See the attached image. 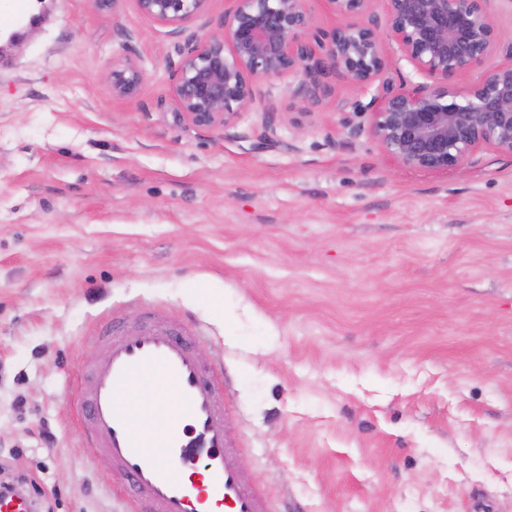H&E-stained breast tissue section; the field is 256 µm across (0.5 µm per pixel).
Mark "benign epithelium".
<instances>
[{
  "label": "benign epithelium",
  "instance_id": "1",
  "mask_svg": "<svg viewBox=\"0 0 512 512\" xmlns=\"http://www.w3.org/2000/svg\"><path fill=\"white\" fill-rule=\"evenodd\" d=\"M143 16L186 35L172 74L171 95L194 127L231 131L258 100L263 78L299 73L292 96L318 101L322 78L339 72L359 87L378 85L371 102V132L397 165L429 171L461 166L483 148L512 155V46L495 63L503 37L490 0H327L341 19L331 32L313 30L308 0H230L207 36L187 34L205 17L210 0H133ZM383 5L378 17L375 4ZM424 81L394 88L386 78L389 43ZM480 68L462 88L458 74ZM145 79L137 57L112 65V96H138Z\"/></svg>",
  "mask_w": 512,
  "mask_h": 512
}]
</instances>
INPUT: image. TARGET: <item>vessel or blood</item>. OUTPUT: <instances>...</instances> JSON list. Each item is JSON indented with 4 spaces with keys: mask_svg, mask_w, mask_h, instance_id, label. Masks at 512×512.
<instances>
[{
    "mask_svg": "<svg viewBox=\"0 0 512 512\" xmlns=\"http://www.w3.org/2000/svg\"><path fill=\"white\" fill-rule=\"evenodd\" d=\"M152 378L164 408L136 403ZM91 395L81 409L89 436L112 459L115 472L134 490L128 512H263L262 494L238 470L224 433V417L196 354L192 337L163 322L104 340L89 372ZM155 417L145 426L144 415ZM205 451L207 480L190 488L181 470L187 448Z\"/></svg>",
    "mask_w": 512,
    "mask_h": 512,
    "instance_id": "vessel-or-blood-1",
    "label": "vessel or blood"
}]
</instances>
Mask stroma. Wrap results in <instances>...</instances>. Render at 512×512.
Instances as JSON below:
<instances>
[{
    "instance_id": "stroma-1",
    "label": "stroma",
    "mask_w": 512,
    "mask_h": 512,
    "mask_svg": "<svg viewBox=\"0 0 512 512\" xmlns=\"http://www.w3.org/2000/svg\"><path fill=\"white\" fill-rule=\"evenodd\" d=\"M183 44L133 0H53L0 56V481L125 512L78 379L152 309L220 367L269 512H512V156L398 166L377 88L340 75L308 105L265 78L234 136L201 131L171 97ZM128 55L145 80L119 99ZM145 79L136 56L128 55L112 65L107 81L113 97L131 99L138 96Z\"/></svg>"
}]
</instances>
